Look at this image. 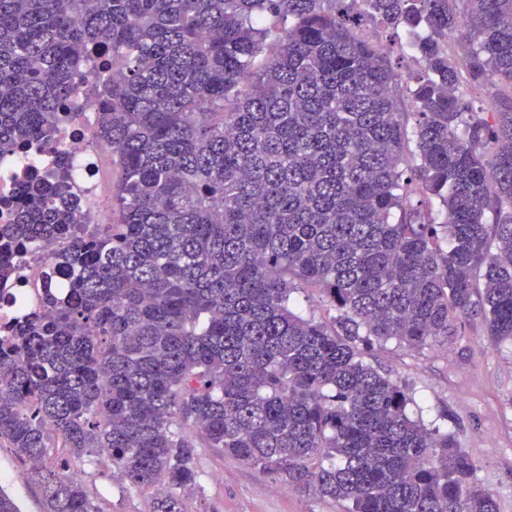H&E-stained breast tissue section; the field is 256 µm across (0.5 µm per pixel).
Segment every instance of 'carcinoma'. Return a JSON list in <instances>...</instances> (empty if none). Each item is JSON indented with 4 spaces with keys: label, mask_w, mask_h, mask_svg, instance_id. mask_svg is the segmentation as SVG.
<instances>
[{
    "label": "carcinoma",
    "mask_w": 512,
    "mask_h": 512,
    "mask_svg": "<svg viewBox=\"0 0 512 512\" xmlns=\"http://www.w3.org/2000/svg\"><path fill=\"white\" fill-rule=\"evenodd\" d=\"M0 0V156L78 93L112 149L111 223L71 206V159L23 184L0 281L57 241L70 286L0 335V448L41 512H103L65 474L104 456L152 512H186L213 448L342 512H499L457 433L411 418L369 362L471 327L512 341V0ZM366 17L404 30L408 87ZM112 54V74L79 72ZM438 200L443 220L422 209ZM316 290L304 317L292 294ZM501 97V85L497 81H488L483 88L475 93L472 98L475 99V109L479 112H488L493 109Z\"/></svg>",
    "instance_id": "obj_1"
}]
</instances>
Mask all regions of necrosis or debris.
<instances>
[{
  "mask_svg": "<svg viewBox=\"0 0 512 512\" xmlns=\"http://www.w3.org/2000/svg\"><path fill=\"white\" fill-rule=\"evenodd\" d=\"M68 154L73 163L72 180L77 205L86 224L98 223L112 211V154L96 139L93 111L83 106L63 113L53 135L36 147L0 159V224L8 223L5 200L26 176L41 172L59 155ZM58 245L43 242L26 256L19 276L0 283V327L13 323L21 305L35 306L43 286L49 260Z\"/></svg>",
  "mask_w": 512,
  "mask_h": 512,
  "instance_id": "obj_1",
  "label": "necrosis or debris"
}]
</instances>
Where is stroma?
<instances>
[{"instance_id":"1","label":"stroma","mask_w":512,"mask_h":512,"mask_svg":"<svg viewBox=\"0 0 512 512\" xmlns=\"http://www.w3.org/2000/svg\"><path fill=\"white\" fill-rule=\"evenodd\" d=\"M372 363L412 389L410 417L429 422L447 415L449 430L481 464L480 483L500 512H512V344L471 335L411 351L390 342L376 349ZM199 456L203 489L188 496L187 512H341L334 502L283 488L273 476L212 449H200ZM85 477L105 512H149L148 496L123 491L108 462L86 468ZM0 486L23 512H38L29 468L7 448H0Z\"/></svg>"}]
</instances>
